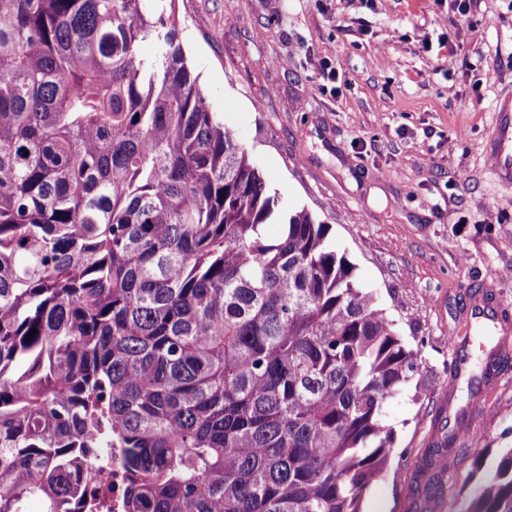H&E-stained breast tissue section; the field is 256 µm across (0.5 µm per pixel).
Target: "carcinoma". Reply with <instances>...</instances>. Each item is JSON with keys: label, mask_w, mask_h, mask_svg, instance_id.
Masks as SVG:
<instances>
[{"label": "carcinoma", "mask_w": 512, "mask_h": 512, "mask_svg": "<svg viewBox=\"0 0 512 512\" xmlns=\"http://www.w3.org/2000/svg\"><path fill=\"white\" fill-rule=\"evenodd\" d=\"M154 54L139 53L144 41ZM278 204L155 0H0V512H361L419 351ZM37 331L33 338L28 334ZM415 485L439 506L435 463ZM464 512H512V448Z\"/></svg>", "instance_id": "obj_1"}]
</instances>
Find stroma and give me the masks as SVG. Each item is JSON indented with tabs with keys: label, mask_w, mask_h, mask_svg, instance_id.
Returning a JSON list of instances; mask_svg holds the SVG:
<instances>
[{
	"label": "stroma",
	"mask_w": 512,
	"mask_h": 512,
	"mask_svg": "<svg viewBox=\"0 0 512 512\" xmlns=\"http://www.w3.org/2000/svg\"><path fill=\"white\" fill-rule=\"evenodd\" d=\"M174 8L212 108L279 209L329 224L359 286L420 351L413 385L386 404L396 444L363 512H415L425 448L457 430L470 405L455 442L466 454L446 474L439 508L459 512L475 467H495L512 448V186L486 153L496 102L512 95V0ZM491 356L497 367L480 382Z\"/></svg>",
	"instance_id": "35a3bbf8"
}]
</instances>
